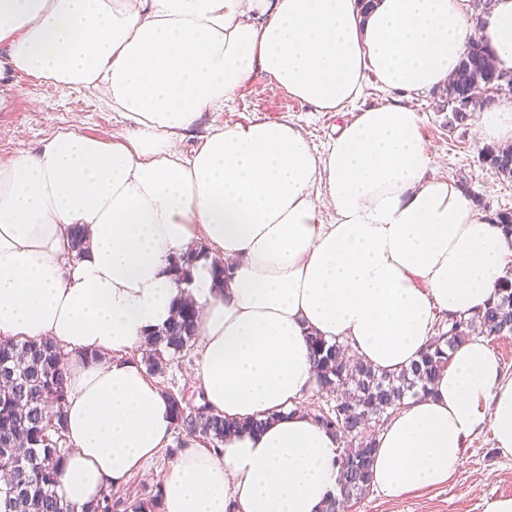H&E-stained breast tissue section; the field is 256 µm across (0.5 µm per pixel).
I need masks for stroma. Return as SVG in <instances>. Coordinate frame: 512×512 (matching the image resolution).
<instances>
[{"mask_svg":"<svg viewBox=\"0 0 512 512\" xmlns=\"http://www.w3.org/2000/svg\"><path fill=\"white\" fill-rule=\"evenodd\" d=\"M267 83L263 73H254L223 111L203 114L190 134L177 141L178 150L191 154L212 124L258 120L298 125L316 150H324L342 122L340 114L314 111L288 94L271 92ZM410 104L421 116V136L433 158V173L452 174L466 192L477 194L484 214L512 209V183L498 180L480 167L484 143L477 139L473 126L449 129L448 113L442 110L436 93L414 96ZM73 124L108 141L121 131L124 121L88 92L63 95L49 83L17 75L8 102L0 107V158L34 149L46 136ZM170 462L168 449H161L145 471L132 473L115 486L114 494L125 497L163 483ZM499 497H512V457L503 456L490 431L484 429L468 442L464 461L450 483L414 491L398 500L372 490L350 500L345 512H484L487 501Z\"/></svg>","mask_w":512,"mask_h":512,"instance_id":"1","label":"stroma"}]
</instances>
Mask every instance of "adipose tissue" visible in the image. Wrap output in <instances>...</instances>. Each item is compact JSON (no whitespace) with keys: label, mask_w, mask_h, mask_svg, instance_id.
<instances>
[{"label":"adipose tissue","mask_w":512,"mask_h":512,"mask_svg":"<svg viewBox=\"0 0 512 512\" xmlns=\"http://www.w3.org/2000/svg\"><path fill=\"white\" fill-rule=\"evenodd\" d=\"M473 18L472 0H375L365 14L358 0H0V81L84 89L127 123L109 142L73 125L0 162V338L68 354L61 504L83 512L170 443V407L138 350L180 296L172 258L200 240L196 385L212 411L265 426L220 448L187 438L160 512H322L338 495L343 441L303 407L319 389L307 333L397 372L431 343L436 312L483 309L512 266V240L431 173L421 117L393 97L447 82ZM483 36L512 72V0H494ZM257 71L341 114L324 152L277 121L218 124L179 152ZM372 78L389 98L367 106ZM476 132L512 141V103L488 105ZM217 260L230 269L221 289ZM483 426L511 457L512 376L472 340L389 418L373 487L395 500L447 483Z\"/></svg>","instance_id":"obj_1"}]
</instances>
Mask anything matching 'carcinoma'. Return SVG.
Masks as SVG:
<instances>
[{"label":"carcinoma","mask_w":512,"mask_h":512,"mask_svg":"<svg viewBox=\"0 0 512 512\" xmlns=\"http://www.w3.org/2000/svg\"><path fill=\"white\" fill-rule=\"evenodd\" d=\"M507 85L512 92V74L500 73L489 63L480 38L468 43L467 52L450 83L440 94L450 108L448 129L463 125L473 112L488 105L481 87ZM483 169L503 181L512 182V146L487 145L479 156ZM200 246L175 258L172 271L178 286L191 281ZM199 310L189 296L178 305L177 317L159 330L148 333L141 348L146 373L165 374L175 360L194 346ZM448 329L420 355L419 361L399 372L373 368L362 361L346 341L330 343L316 333L307 336L312 363L319 377L318 401L313 416L349 442L340 458L341 498L326 502L323 512H344V506L371 488V465L376 440L394 411L409 398L430 393L451 353L474 337L512 336V274L500 282L488 307L478 315L450 317ZM67 353L57 344L28 339L0 342V471L10 480L0 492L7 512H70L53 493L58 467L68 456L64 406L67 388L64 364ZM172 410L174 430L181 435L174 455L183 447L182 437L197 435L214 448L241 432L257 431L262 420L230 421L207 406L191 408L183 397L164 388ZM162 488L138 501L133 512H157ZM122 500L105 489L84 512H116Z\"/></svg>","instance_id":"carcinoma-1"}]
</instances>
